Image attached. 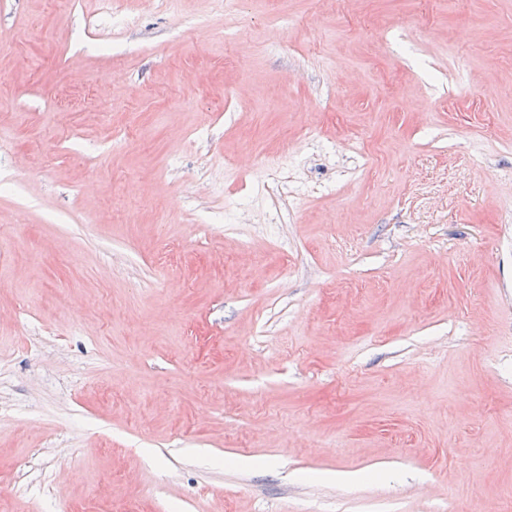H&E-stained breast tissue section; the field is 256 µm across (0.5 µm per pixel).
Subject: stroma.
Instances as JSON below:
<instances>
[{"mask_svg":"<svg viewBox=\"0 0 512 512\" xmlns=\"http://www.w3.org/2000/svg\"><path fill=\"white\" fill-rule=\"evenodd\" d=\"M510 500L512 0H0V512Z\"/></svg>","mask_w":512,"mask_h":512,"instance_id":"obj_1","label":"stroma"}]
</instances>
